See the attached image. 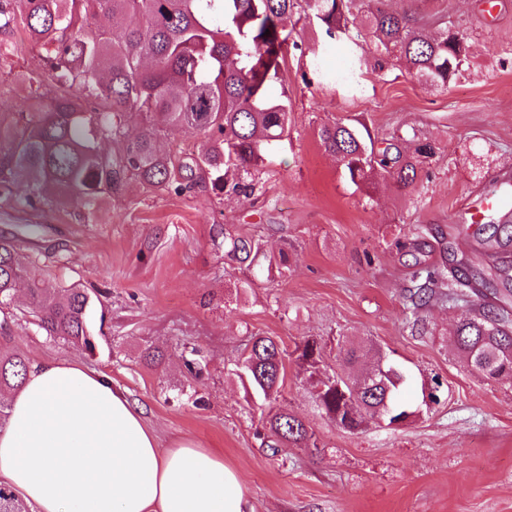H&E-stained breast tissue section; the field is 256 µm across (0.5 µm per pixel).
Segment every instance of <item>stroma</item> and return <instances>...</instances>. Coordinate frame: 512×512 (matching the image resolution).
I'll list each match as a JSON object with an SVG mask.
<instances>
[{"label":"stroma","mask_w":512,"mask_h":512,"mask_svg":"<svg viewBox=\"0 0 512 512\" xmlns=\"http://www.w3.org/2000/svg\"><path fill=\"white\" fill-rule=\"evenodd\" d=\"M412 11L423 34L451 26L468 60L448 87L409 75L403 61L365 72L350 94L318 84L314 61L336 71L344 43L322 58L315 22L301 21L282 66L288 133L273 144L252 191L200 183L154 191L127 179L105 197L94 222L73 202L36 209L0 198V236L40 261L66 286L93 298V349L45 335L23 292L0 310V351L26 363L77 360L109 376L142 410L161 447L185 437L223 454L243 480L252 512H512V378L485 381L457 355L453 330L468 306L438 302L424 330L406 318V291L417 264H460L487 299L507 286L482 241L512 213L464 217L469 201L512 181V0H386ZM43 51L20 30L0 36V125H13L26 93L41 100L57 88ZM30 80L18 89V75ZM355 124L376 147L397 144L417 160V179L399 186L379 171L355 186L318 131ZM41 225L29 237L24 225ZM245 236L269 253L286 251L284 276L227 256L224 238ZM255 336L294 349L321 341L320 372L342 352L363 347L407 368L403 397L420 403L438 379L440 402L397 428L369 424L349 433L320 409L312 381L287 360L276 399L303 420L311 446H268L267 402L253 397L237 362ZM160 351L146 364L145 348Z\"/></svg>","instance_id":"35a3bbf8"}]
</instances>
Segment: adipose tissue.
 <instances>
[{
    "label": "adipose tissue",
    "mask_w": 512,
    "mask_h": 512,
    "mask_svg": "<svg viewBox=\"0 0 512 512\" xmlns=\"http://www.w3.org/2000/svg\"><path fill=\"white\" fill-rule=\"evenodd\" d=\"M0 485L35 512H248L222 454L188 437L161 448L126 394L77 362L34 363L12 393Z\"/></svg>",
    "instance_id": "1"
}]
</instances>
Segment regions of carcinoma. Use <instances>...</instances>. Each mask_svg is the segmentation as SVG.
Masks as SVG:
<instances>
[{"label":"carcinoma","instance_id":"carcinoma-1","mask_svg":"<svg viewBox=\"0 0 512 512\" xmlns=\"http://www.w3.org/2000/svg\"><path fill=\"white\" fill-rule=\"evenodd\" d=\"M24 29L31 42L47 50L44 66L63 93L41 106L18 113L13 128H0V195L11 199L19 185L29 207L54 200L75 202L91 211L100 197L136 178L153 189H183L205 180L212 189L245 193V176L264 160L266 148L288 128V96L270 89L281 78V67L294 33L298 8L322 29V51L347 41L346 65L330 75L314 63L319 83L359 90L363 68L384 70L392 58L406 61L417 79L446 87L461 72L468 53L464 38L448 39V30L427 37L416 17L383 8L385 0H20ZM17 22L12 0H0V33ZM270 34H265V31ZM78 93H70L71 89ZM141 116L144 126L133 133L127 118ZM188 127L203 136L201 148L186 157L163 152L158 134ZM325 150L336 156L352 183L359 185L381 169L407 187L416 166L400 149L375 150L357 128L334 122L320 128ZM115 146L112 153L101 144ZM227 253L241 261L263 257L268 270L283 273L287 259L268 256L260 243L230 237ZM416 285L409 299L414 310L431 301L469 297L473 284L461 270L442 268L413 273ZM25 285L28 307L48 336H62L93 349L89 322L93 300L84 290L66 287L34 257H17L16 244L0 238V306L12 301ZM462 360L477 366L487 380L512 371V310L491 302L474 304L456 329ZM315 339L295 349L296 361L308 369L322 353ZM284 350L270 336H257L243 353L241 370L254 391L269 400L284 376ZM27 370L17 355L0 354V392L18 387ZM392 387L391 417L417 408L399 400ZM325 413L342 411L336 390L316 393ZM266 424L269 447L308 444L305 424L283 409H270ZM0 512H27L24 503L0 486Z\"/></svg>","mask_w":512,"mask_h":512}]
</instances>
